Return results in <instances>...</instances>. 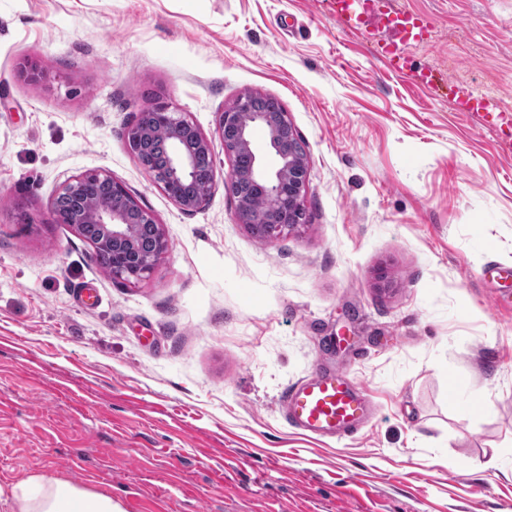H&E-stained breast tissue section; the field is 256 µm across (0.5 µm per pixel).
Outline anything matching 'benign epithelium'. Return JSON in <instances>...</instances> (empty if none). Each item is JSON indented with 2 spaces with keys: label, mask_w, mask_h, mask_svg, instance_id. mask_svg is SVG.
Wrapping results in <instances>:
<instances>
[{
  "label": "benign epithelium",
  "mask_w": 512,
  "mask_h": 512,
  "mask_svg": "<svg viewBox=\"0 0 512 512\" xmlns=\"http://www.w3.org/2000/svg\"><path fill=\"white\" fill-rule=\"evenodd\" d=\"M20 71L32 83H40L49 75L47 69L30 58L20 63ZM256 96V91L246 92L238 97L232 107L219 113L217 134L229 160H234V154L238 150L252 155L249 168L241 171L231 167L228 188L234 198L236 210H251L266 224L264 240L272 242L300 227L298 223H286L284 215H299L304 212L308 157L302 150L287 147L279 137L278 127L290 124L288 113L283 112L279 118L274 119L267 112L248 111V100ZM150 111L160 119L159 130L169 137V172L164 178L155 177L153 181L181 208H201L205 198L184 196L178 192V188L194 177L198 152L213 156L211 140L183 113L166 102L153 104ZM256 126H262L269 131V147L277 159V166L272 171L262 165L253 149L252 130ZM86 183L104 184L112 192L111 206L95 208L90 205L86 211V220L101 228L102 242L112 245L116 260L112 268V278L143 279L169 252V240L163 228L157 227V245L153 251L143 254L130 248L135 225L155 224V216L139 206L120 182L102 170L89 171L74 177L61 186L59 194L73 192ZM255 187L260 188L266 197L277 200L281 208L269 210L257 205L252 198ZM49 208L55 223L66 224L76 233H81L78 221L58 208L57 198L50 200Z\"/></svg>",
  "instance_id": "obj_1"
}]
</instances>
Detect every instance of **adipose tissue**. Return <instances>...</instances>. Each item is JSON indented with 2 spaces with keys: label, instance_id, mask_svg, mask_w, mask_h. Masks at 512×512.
<instances>
[{
  "label": "adipose tissue",
  "instance_id": "ef3b65f1",
  "mask_svg": "<svg viewBox=\"0 0 512 512\" xmlns=\"http://www.w3.org/2000/svg\"><path fill=\"white\" fill-rule=\"evenodd\" d=\"M7 501L12 512H122L111 495L42 475L13 485Z\"/></svg>",
  "mask_w": 512,
  "mask_h": 512
}]
</instances>
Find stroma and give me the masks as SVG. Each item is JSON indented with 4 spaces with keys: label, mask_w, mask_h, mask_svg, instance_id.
Instances as JSON below:
<instances>
[{
    "label": "stroma",
    "mask_w": 512,
    "mask_h": 512,
    "mask_svg": "<svg viewBox=\"0 0 512 512\" xmlns=\"http://www.w3.org/2000/svg\"><path fill=\"white\" fill-rule=\"evenodd\" d=\"M397 44L338 0H0V488L44 474L140 512H512V0H378ZM38 57L51 74L17 71ZM277 99L309 160L304 224L236 216L218 112ZM163 100L213 140L181 209L127 144ZM109 172L170 251L116 280L54 223ZM392 279L382 288L380 271ZM95 289L85 307L81 291ZM342 370L376 407L314 438L285 390ZM487 408L452 407L448 387Z\"/></svg>",
    "instance_id": "obj_1"
}]
</instances>
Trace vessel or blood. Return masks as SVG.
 Listing matches in <instances>:
<instances>
[{
	"label": "vessel or blood",
	"instance_id": "1",
	"mask_svg": "<svg viewBox=\"0 0 512 512\" xmlns=\"http://www.w3.org/2000/svg\"><path fill=\"white\" fill-rule=\"evenodd\" d=\"M281 408L289 425L317 437L355 434L371 416L363 387L331 371L318 372L288 389Z\"/></svg>",
	"mask_w": 512,
	"mask_h": 512
}]
</instances>
